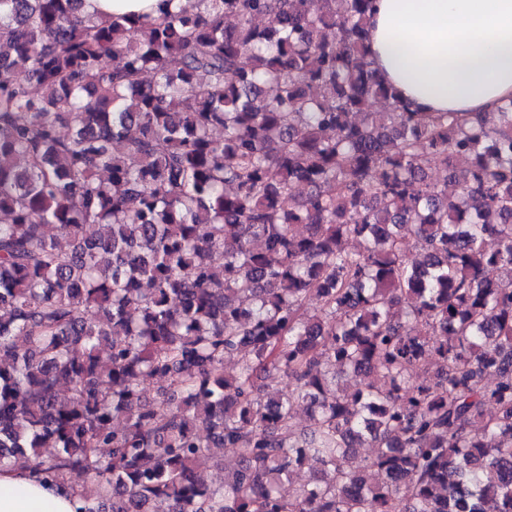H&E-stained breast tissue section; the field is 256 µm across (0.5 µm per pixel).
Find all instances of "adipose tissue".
Returning <instances> with one entry per match:
<instances>
[{"label": "adipose tissue", "instance_id": "adipose-tissue-1", "mask_svg": "<svg viewBox=\"0 0 512 512\" xmlns=\"http://www.w3.org/2000/svg\"><path fill=\"white\" fill-rule=\"evenodd\" d=\"M370 60L419 112H489L512 101V0H376ZM79 499L0 469V512H77Z\"/></svg>", "mask_w": 512, "mask_h": 512}]
</instances>
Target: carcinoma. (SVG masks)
<instances>
[{
  "label": "carcinoma",
  "instance_id": "cac0c4a2",
  "mask_svg": "<svg viewBox=\"0 0 512 512\" xmlns=\"http://www.w3.org/2000/svg\"><path fill=\"white\" fill-rule=\"evenodd\" d=\"M195 2L0 0V467L80 512H512V101L410 111L375 0ZM95 2L97 18H106L112 14H137L154 17L158 14L161 0H90Z\"/></svg>",
  "mask_w": 512,
  "mask_h": 512
}]
</instances>
